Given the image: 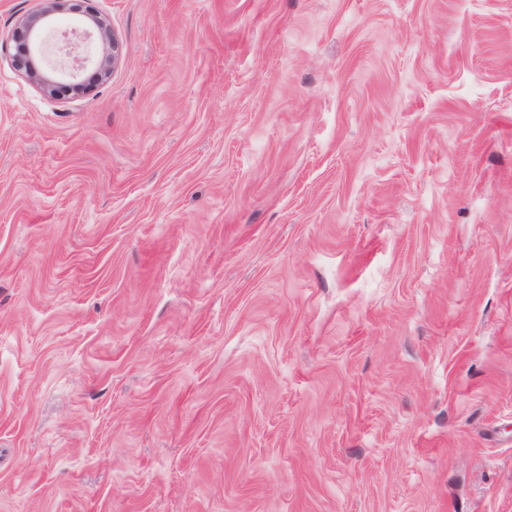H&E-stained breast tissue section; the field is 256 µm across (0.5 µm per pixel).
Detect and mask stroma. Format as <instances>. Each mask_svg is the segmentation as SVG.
Segmentation results:
<instances>
[{"mask_svg": "<svg viewBox=\"0 0 512 512\" xmlns=\"http://www.w3.org/2000/svg\"><path fill=\"white\" fill-rule=\"evenodd\" d=\"M0 0V512H512V0ZM39 7L23 17L13 36L14 52L12 58L18 72L40 90L50 96H55L63 89H79L81 82L76 79L85 68L79 60L76 65L60 62L56 66L42 67L46 60V39L53 28L57 15L60 13L61 0H40ZM20 45L21 52L16 50ZM80 66V67H78ZM85 36L94 38L98 47L96 62L100 82L106 81L122 58V45L107 20L96 13H87Z\"/></svg>", "mask_w": 512, "mask_h": 512, "instance_id": "1", "label": "stroma"}]
</instances>
